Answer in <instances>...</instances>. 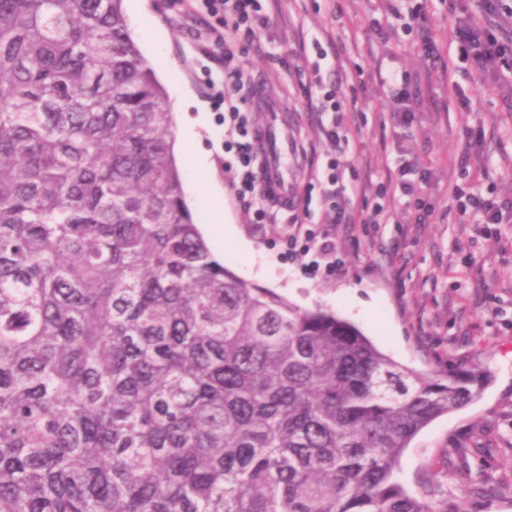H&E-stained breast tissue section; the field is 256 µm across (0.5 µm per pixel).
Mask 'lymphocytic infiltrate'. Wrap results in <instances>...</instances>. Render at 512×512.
I'll list each match as a JSON object with an SVG mask.
<instances>
[{
	"label": "lymphocytic infiltrate",
	"instance_id": "1",
	"mask_svg": "<svg viewBox=\"0 0 512 512\" xmlns=\"http://www.w3.org/2000/svg\"><path fill=\"white\" fill-rule=\"evenodd\" d=\"M188 14L205 13L216 17L218 27L210 31V39L219 51L218 59L224 68V87L216 91L218 104L223 105V121L229 130L224 140V151L229 159L224 166L233 173L232 190L236 200L244 205L257 202L255 216L265 220L270 206L258 179L257 157L252 146L254 124L243 105L253 88L245 82L235 64L234 44L237 38L254 39L269 27L271 17L266 0H181ZM454 20V53L457 60L470 71L479 73L495 66L498 78L512 85V31L505 30L501 21L512 18V0H474L486 17L483 25L475 24L465 0H440ZM393 15L403 20L405 29L415 34L418 51L433 63H441L442 55L426 32L428 20L427 0H395ZM313 55H301L297 66L304 76V96L308 109L326 116L322 126L324 136L338 149L326 162L310 175V186L319 190L323 202L320 221L324 224H347L351 221L350 205L359 187L352 167L339 146L348 140L345 114L348 97L344 91L345 77L339 66L329 62L328 53L320 40H313ZM459 173L465 183L456 187L453 198L458 214L477 224L512 223V198H501L496 192H483L480 185L471 182L469 152H461L457 159ZM397 186L410 199L406 216L422 219L431 215L435 206L426 195L421 183L416 182V165L399 158L396 166ZM288 242L292 259L301 261L304 269L313 274L328 275L342 267L336 247L330 243L313 244L302 224H295Z\"/></svg>",
	"mask_w": 512,
	"mask_h": 512
}]
</instances>
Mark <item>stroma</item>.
<instances>
[{
    "instance_id": "1",
    "label": "stroma",
    "mask_w": 512,
    "mask_h": 512,
    "mask_svg": "<svg viewBox=\"0 0 512 512\" xmlns=\"http://www.w3.org/2000/svg\"><path fill=\"white\" fill-rule=\"evenodd\" d=\"M132 34L154 68L172 107L175 125L205 114L190 142H176L175 156L189 207L199 223L214 219L222 204L232 235L210 238L221 262L240 279L270 289L302 309H323L355 325L397 363L427 375L479 366L491 375L481 399L437 418L401 457L398 477L407 492L435 512H512V223L489 230L465 223L452 207L460 182L457 156L463 130H481L471 163L498 191L512 192V87L494 71L475 75L460 67L432 69L413 38L388 11V0H279L272 26L259 39L237 41V63L249 82H261L288 114L301 160H289L297 189L307 169L321 165L336 147L320 132L318 113L306 111L295 53L303 38H319L336 51L360 86L356 109L347 113L345 160L358 184L386 182L384 201L400 211L396 190L399 152L416 160L429 180L436 210L421 224H317L315 234L335 244L344 266L327 278L309 275L288 257L291 214L256 224L233 195L224 167V127L211 84L224 69L204 52L214 18L189 19L180 0H125ZM382 22V32L370 28ZM406 72L416 85L415 116L401 125L389 110L381 75ZM472 99L463 111L458 91ZM208 168L191 172L197 154Z\"/></svg>"
}]
</instances>
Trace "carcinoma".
Wrapping results in <instances>:
<instances>
[{"mask_svg":"<svg viewBox=\"0 0 512 512\" xmlns=\"http://www.w3.org/2000/svg\"><path fill=\"white\" fill-rule=\"evenodd\" d=\"M422 375L216 260L123 0H0V512H435Z\"/></svg>","mask_w":512,"mask_h":512,"instance_id":"1","label":"carcinoma"}]
</instances>
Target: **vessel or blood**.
<instances>
[{"instance_id":"vessel-or-blood-1","label":"vessel or blood","mask_w":512,"mask_h":512,"mask_svg":"<svg viewBox=\"0 0 512 512\" xmlns=\"http://www.w3.org/2000/svg\"><path fill=\"white\" fill-rule=\"evenodd\" d=\"M253 102L265 114L264 121L253 132V146L260 161L259 182L262 190L284 208L294 194L285 168L290 150L288 124L281 115L279 102L263 86H256Z\"/></svg>"}]
</instances>
